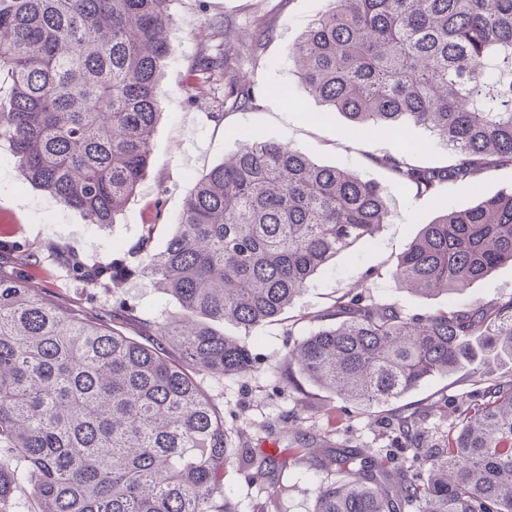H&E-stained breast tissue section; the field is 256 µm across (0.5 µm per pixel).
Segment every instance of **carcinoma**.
<instances>
[{
  "label": "carcinoma",
  "mask_w": 512,
  "mask_h": 512,
  "mask_svg": "<svg viewBox=\"0 0 512 512\" xmlns=\"http://www.w3.org/2000/svg\"><path fill=\"white\" fill-rule=\"evenodd\" d=\"M175 0H0V144L24 181L91 223H115L149 165ZM288 57L308 95L354 131L412 123L454 161L380 160L403 186L437 197L495 165L512 166V0H333ZM270 37L259 27L239 55ZM224 81L245 105L238 58L201 57L189 86ZM143 225L133 261L89 277L75 253L58 261L88 288L150 278L178 311L146 323L140 342L116 328L136 317L62 310L30 287L32 256L0 242V512L28 486L37 512H236L224 494V418L199 376L255 371L241 337L288 322L289 309L338 254L392 221L380 184L305 152L250 137L200 177L166 247ZM512 264V188L441 209L388 272L424 296L459 293ZM288 348L300 375L344 402L390 405L485 352L512 359V295L476 307L409 315L352 290L307 317ZM181 350L184 361L169 359ZM448 435L420 446L418 421L392 420L410 449L338 447L314 465L332 476L314 512H512V377L478 373ZM248 479L301 462L242 448Z\"/></svg>",
  "instance_id": "1"
}]
</instances>
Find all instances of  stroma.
Instances as JSON below:
<instances>
[{"instance_id": "1", "label": "stroma", "mask_w": 512, "mask_h": 512, "mask_svg": "<svg viewBox=\"0 0 512 512\" xmlns=\"http://www.w3.org/2000/svg\"><path fill=\"white\" fill-rule=\"evenodd\" d=\"M331 0H176L175 23L168 34L169 54L162 78L164 93L161 118L153 134V150L137 192L116 223L101 227L83 214L62 209L51 197L27 185L14 165L6 145H0V173L9 180L0 191V234L36 258L31 267L34 285L47 291L65 310L83 307L109 311L122 305L137 309L138 321H125L122 329L131 336L144 332L143 320L162 319L174 313V301L153 282L135 276L111 288L91 290L72 280L66 266L55 258V247L78 253L88 264L124 260L136 246L142 225L156 223L152 246L165 248L173 234L184 199L201 175L232 154L243 136L257 133L263 139L285 143L310 155L318 163L349 169L378 182L393 214L390 224L369 241L337 256L293 302L290 313L300 319L294 331L280 324L253 330L245 341L258 360L257 371L242 377H205L204 384L224 416V428L233 447L261 445L269 453L290 447L294 429L316 435L323 447L341 445L382 447L386 416L368 413L319 390L306 380L289 382L284 357L293 340L308 330L304 317L329 305L342 293L360 285L367 272L389 270L420 231L432 221L440 204L459 209L478 199L512 186V167L485 173L478 187L449 186L444 201L396 183L381 165L385 156L411 148L416 163L443 166L447 147L428 130L407 125L401 135L382 130L352 135L340 113L322 116V105L301 85L288 48L296 43ZM267 25L272 35L246 63L241 74L249 88L247 106L225 105L224 119L214 122L213 95L190 98L186 79L202 54L221 48L236 53L237 41L225 40V31L247 34L257 24ZM288 95H281V88ZM164 201V219L155 221L154 203ZM377 298L397 302L408 314H421L449 304L473 307L512 295V265L499 267L463 292L426 297L395 288L389 278L374 280ZM472 375L459 372L436 376L418 390L395 402V412L419 414L427 439L447 433L453 405L475 393ZM449 406L435 410L439 399ZM241 456H233L224 468V493L238 512H259L273 501L274 512H313L316 491L327 476L311 461L282 471L274 484L261 486L244 478Z\"/></svg>"}]
</instances>
